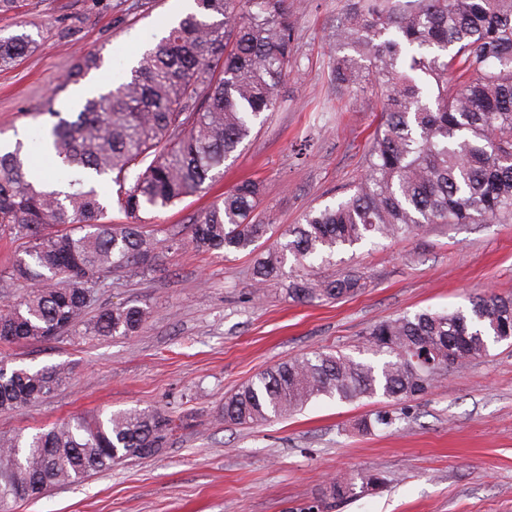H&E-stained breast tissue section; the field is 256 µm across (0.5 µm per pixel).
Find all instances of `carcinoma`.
Masks as SVG:
<instances>
[{"label": "carcinoma", "instance_id": "cac0c4a2", "mask_svg": "<svg viewBox=\"0 0 512 512\" xmlns=\"http://www.w3.org/2000/svg\"><path fill=\"white\" fill-rule=\"evenodd\" d=\"M167 25L130 75L57 118L43 148L58 163L59 189L28 177L27 146L0 153V235L26 240L11 279L25 294L0 306V343L69 335L108 273L147 269L159 240L142 214L167 209L221 177L262 115L276 109L295 57L288 0H194ZM351 53L336 58V89L371 84L380 117L366 169L336 203L312 208L266 249L274 225L258 219L263 185L244 180L193 219L188 243L205 252L255 255L261 289L292 262L288 298L314 304L353 297L362 277H311L314 262L364 241L416 235L429 224L512 222V0H352L336 33ZM36 48L26 33L0 37V70ZM87 52L67 73L78 84L103 66ZM117 186L105 198L97 185ZM116 207L127 222L105 221ZM151 311L106 308L84 335L135 336ZM512 338V295H477L467 310L399 315L369 326L375 360L319 350L280 362L224 397L220 417L254 425L291 416L322 396L342 402L381 395L400 401L430 392L448 369ZM67 379L60 365L0 362V412L30 406ZM378 411L364 429L389 428ZM179 428L172 416L131 408L71 418L33 434L0 436V497L37 498L78 484L112 464L161 452ZM370 471L325 488L333 500L378 485Z\"/></svg>", "mask_w": 512, "mask_h": 512}]
</instances>
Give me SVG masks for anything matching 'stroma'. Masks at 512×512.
Segmentation results:
<instances>
[{
	"label": "stroma",
	"mask_w": 512,
	"mask_h": 512,
	"mask_svg": "<svg viewBox=\"0 0 512 512\" xmlns=\"http://www.w3.org/2000/svg\"><path fill=\"white\" fill-rule=\"evenodd\" d=\"M184 7V0H20L0 13V35L24 32L38 43L0 71V140L23 131L31 167L53 176L54 163L33 145L50 121L47 99L73 111L93 85L130 69ZM347 7L348 0H301L292 17L297 62L276 111L256 124L222 179L153 215L166 246L150 271L103 279L89 316L149 305L153 316L137 335L0 344L10 365L64 364L70 372L39 403L0 413V435L102 409L188 419L160 454L17 502L14 512H512V345L505 342L403 401L401 418L383 431L357 428L370 414L398 407L380 397L353 404L323 397L252 426L219 416L226 395L289 358L322 348L355 356L373 323L512 293V223L433 224L414 237L340 252L323 275L359 272L367 287L315 305L290 301L284 276L255 298L251 255L186 245L190 219L244 179L262 180L261 216L284 228L335 202L364 174L377 99L368 91L349 97L331 80L334 60L345 53L336 28ZM96 49L103 69L63 85L76 59ZM365 470L382 485L342 503L324 498L329 481Z\"/></svg>",
	"instance_id": "stroma-1"
}]
</instances>
